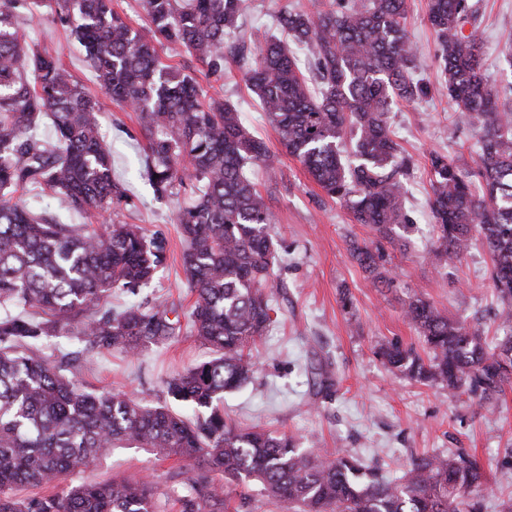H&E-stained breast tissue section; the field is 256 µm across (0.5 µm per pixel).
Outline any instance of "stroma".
<instances>
[{
    "instance_id": "35a3bbf8",
    "label": "stroma",
    "mask_w": 512,
    "mask_h": 512,
    "mask_svg": "<svg viewBox=\"0 0 512 512\" xmlns=\"http://www.w3.org/2000/svg\"><path fill=\"white\" fill-rule=\"evenodd\" d=\"M284 9L308 12L312 0H245L230 42L262 44ZM426 12L427 0H410L405 23L417 48L416 75L427 84L428 92L413 102L398 103L390 114L395 138L411 159L406 207L414 224L402 232L400 241L389 242L371 227L355 223L339 202L313 182L281 145L239 70H231L215 84V93L232 104L253 135L267 145V161L254 165L252 171L273 213L270 233L278 253L271 293L278 317L250 349L256 363L253 378L225 395L223 409L237 426L291 436L302 448L349 452L393 477L413 455L468 449L484 466L494 488L486 499V512H499L500 495L512 492V389L506 390L499 408L490 410L468 396L452 397L447 390L411 381L383 364L375 353L379 341L391 339L425 353L422 336L404 314L405 303L415 295L450 317L479 326L487 336L497 333L499 304L493 294L488 252L476 244L460 262L448 265L432 247L427 156L436 151L472 170L478 160V139L467 124L461 125L456 138L448 136L455 110L439 76L435 37ZM26 33L59 53L74 77L97 91L82 48L51 15L36 17ZM479 33L485 70L500 102L512 108V68L504 61L512 48V0H483ZM99 100L101 130L112 149V171L133 200L132 207L118 211L115 218L158 233L167 243V259L153 282L135 296L113 293L112 306L121 310L168 301L177 305L181 322H188L194 298L181 266L179 203L154 197L139 176L147 140L135 114L107 95L100 94ZM353 240L383 250L390 287H375L352 260L349 243ZM345 292L352 299L348 309L340 300ZM40 352L85 389L121 391L152 405L168 403L167 379L212 357L211 350L186 330L134 356L88 350L67 337L48 340ZM325 364L338 381L329 399L317 395L312 385L313 367ZM180 470L175 458L140 448H117L87 477L150 480L158 512H180L176 502L184 493ZM224 500L227 512H286L250 482L225 486Z\"/></svg>"
}]
</instances>
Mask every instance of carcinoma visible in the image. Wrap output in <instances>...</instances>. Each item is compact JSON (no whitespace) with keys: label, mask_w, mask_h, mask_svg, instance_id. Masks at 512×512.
Here are the masks:
<instances>
[{"label":"carcinoma","mask_w":512,"mask_h":512,"mask_svg":"<svg viewBox=\"0 0 512 512\" xmlns=\"http://www.w3.org/2000/svg\"><path fill=\"white\" fill-rule=\"evenodd\" d=\"M147 33L133 29L112 0H0V512H157L152 482L114 478L72 482L52 494L19 498L22 487H56L114 448H146L184 463L182 512H221L224 482L253 480L291 512H485L488 479L463 448L424 453L392 479L352 454L324 455L284 435L228 423L219 403L245 385L254 364L245 349L274 322L273 214L248 174L268 157L264 142L230 103L207 94L188 64L162 61L182 47L216 81L226 62L242 72L280 143L327 196L385 239L413 224L405 206L410 167L390 130L395 100L424 94L417 49L405 28L408 0H319L315 11H285L252 53L226 46L243 0H142ZM84 49L112 102L130 108L146 140L142 177L159 198L184 196L176 221L182 267L196 295L190 332L215 357L166 381L184 416L121 393L79 386L47 357L28 353L50 338L75 336L92 348L136 353L179 335L177 308L159 303L114 312L112 290L136 294L166 260L165 241L133 224L99 231L70 224L28 200L34 191L99 214L130 205L112 178L98 123L101 103L58 53L30 44L20 22L43 8ZM481 0H429L440 77L458 122L478 128L472 179L447 156L428 157L435 248L460 260L477 232L492 260L500 301L495 340L415 296L405 308L429 349L423 359L391 340L377 355L424 385L466 393L494 407L512 387V110L500 108L484 75L478 31ZM309 49L314 88L288 41ZM50 119L53 134L40 133ZM352 258L375 285L384 253L354 241ZM318 392L334 393L326 367Z\"/></svg>","instance_id":"1"}]
</instances>
